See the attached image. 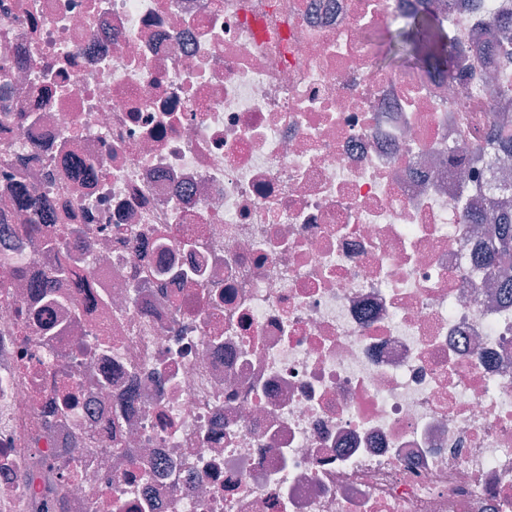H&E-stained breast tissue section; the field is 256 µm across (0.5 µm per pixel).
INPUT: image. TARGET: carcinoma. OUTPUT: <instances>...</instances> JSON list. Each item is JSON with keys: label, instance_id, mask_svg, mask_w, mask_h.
Segmentation results:
<instances>
[{"label": "carcinoma", "instance_id": "carcinoma-1", "mask_svg": "<svg viewBox=\"0 0 512 512\" xmlns=\"http://www.w3.org/2000/svg\"><path fill=\"white\" fill-rule=\"evenodd\" d=\"M373 45L374 61L383 69L419 72L448 82L458 79L465 58V48L455 31L427 8L404 15L395 28L378 33ZM15 204L34 210V223L24 225L22 232L38 236L45 212L26 194ZM489 209V216L482 212L468 218L470 224L485 225L487 246L482 263L492 272L512 271V198H502Z\"/></svg>", "mask_w": 512, "mask_h": 512}]
</instances>
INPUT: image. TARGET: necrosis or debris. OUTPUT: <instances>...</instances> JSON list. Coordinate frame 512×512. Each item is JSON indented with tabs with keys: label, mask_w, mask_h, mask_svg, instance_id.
<instances>
[{
	"label": "necrosis or debris",
	"mask_w": 512,
	"mask_h": 512,
	"mask_svg": "<svg viewBox=\"0 0 512 512\" xmlns=\"http://www.w3.org/2000/svg\"><path fill=\"white\" fill-rule=\"evenodd\" d=\"M437 2L451 85L371 62L417 0H0V512H512V0ZM489 209L491 217L484 210L477 218L467 216L469 224H486L487 246L482 263L491 272L512 271V198L498 199L496 206L489 205Z\"/></svg>",
	"instance_id": "necrosis-or-debris-1"
}]
</instances>
